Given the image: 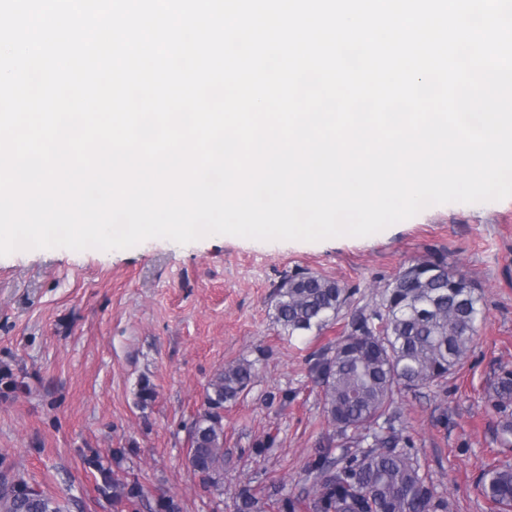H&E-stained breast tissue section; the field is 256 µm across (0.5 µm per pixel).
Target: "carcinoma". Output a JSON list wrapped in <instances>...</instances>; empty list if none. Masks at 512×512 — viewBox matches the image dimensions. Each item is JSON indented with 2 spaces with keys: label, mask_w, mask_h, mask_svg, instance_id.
<instances>
[{
  "label": "carcinoma",
  "mask_w": 512,
  "mask_h": 512,
  "mask_svg": "<svg viewBox=\"0 0 512 512\" xmlns=\"http://www.w3.org/2000/svg\"><path fill=\"white\" fill-rule=\"evenodd\" d=\"M353 293L337 282L310 272L284 278L277 287L275 320L292 337L320 330L337 319ZM477 285L444 255L417 261L384 289L382 302L359 310L346 324L333 354L316 359L323 411L336 431L373 439L358 454L327 464L329 449L319 450L310 465L315 474L314 512H448L435 498L417 458L394 422L393 404L400 391L440 384L461 366L482 318ZM256 363L248 359L224 366L208 384L204 408L190 430L187 456L191 469L208 488L224 491V404L236 401L254 382ZM488 399L506 418L503 439L512 436V371L491 385ZM98 490L115 504L142 496L137 478L114 477L112 469L93 462ZM482 490L503 512L512 509V466L484 472ZM267 502L251 494L235 501V512H266ZM0 512H65L59 502L24 478L0 483Z\"/></svg>",
  "instance_id": "carcinoma-1"
}]
</instances>
